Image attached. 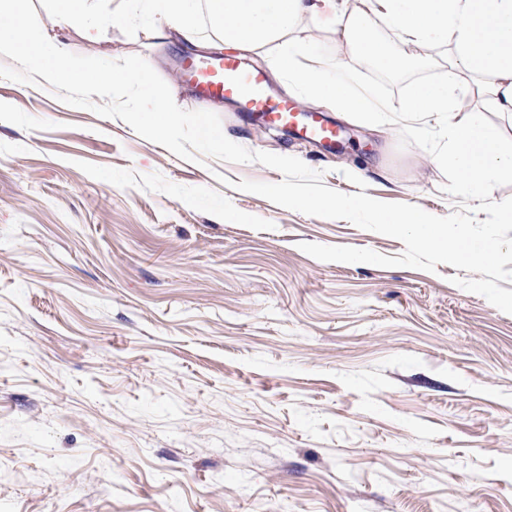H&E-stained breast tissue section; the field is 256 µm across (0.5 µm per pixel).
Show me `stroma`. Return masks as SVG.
<instances>
[{"label": "stroma", "mask_w": 512, "mask_h": 512, "mask_svg": "<svg viewBox=\"0 0 512 512\" xmlns=\"http://www.w3.org/2000/svg\"><path fill=\"white\" fill-rule=\"evenodd\" d=\"M67 52L118 73L159 57L175 103L232 142L342 193L456 210L407 131L306 99L343 147L265 130L180 84L187 51L149 22L114 21L92 51L70 30ZM350 64L401 104L448 78ZM244 179L283 176L181 159L0 55V512H512V314L447 264L307 255L404 245Z\"/></svg>", "instance_id": "obj_1"}]
</instances>
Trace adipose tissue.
Here are the masks:
<instances>
[{
  "label": "adipose tissue",
  "instance_id": "1",
  "mask_svg": "<svg viewBox=\"0 0 512 512\" xmlns=\"http://www.w3.org/2000/svg\"><path fill=\"white\" fill-rule=\"evenodd\" d=\"M50 9V30L38 31L26 20V0H0V53L48 82H80L100 91L144 86L154 59L132 73L104 74L70 60L62 39L77 27L93 48L104 24L144 13L160 39L174 32L195 48L260 57L288 90L305 98L359 113L374 127L406 124L429 140L432 162L451 169L473 198H483L489 183L512 174V148L504 146L501 129L456 109L458 95L468 92L486 110L512 119V0H51ZM377 27L394 35L401 55L372 38ZM320 43L335 46L336 58L300 67ZM348 50L386 70L423 60L442 64L450 78L419 84L409 106L378 102L357 89L342 60Z\"/></svg>",
  "mask_w": 512,
  "mask_h": 512
}]
</instances>
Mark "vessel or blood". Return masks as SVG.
<instances>
[{
  "instance_id": "vessel-or-blood-1",
  "label": "vessel or blood",
  "mask_w": 512,
  "mask_h": 512,
  "mask_svg": "<svg viewBox=\"0 0 512 512\" xmlns=\"http://www.w3.org/2000/svg\"><path fill=\"white\" fill-rule=\"evenodd\" d=\"M179 78L192 83L204 98L236 100L242 112L259 117L268 128L285 129L327 147L341 141L335 123L320 113L304 111L293 101L272 95L263 71L244 67L235 56L216 54L184 59L179 64Z\"/></svg>"
}]
</instances>
